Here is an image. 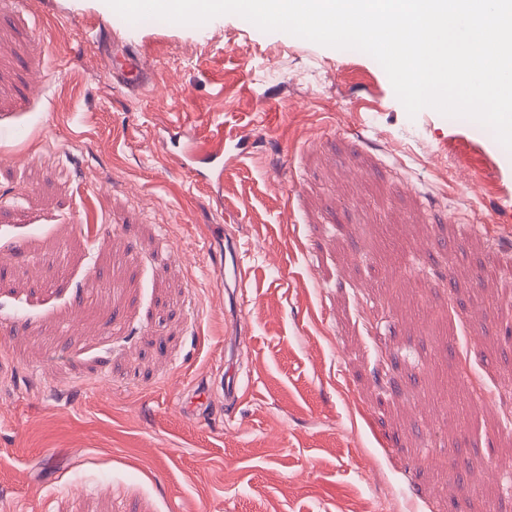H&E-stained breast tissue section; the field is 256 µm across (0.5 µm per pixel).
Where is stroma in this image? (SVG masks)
I'll use <instances>...</instances> for the list:
<instances>
[{"label":"stroma","instance_id":"1","mask_svg":"<svg viewBox=\"0 0 512 512\" xmlns=\"http://www.w3.org/2000/svg\"><path fill=\"white\" fill-rule=\"evenodd\" d=\"M115 38L151 93L106 71ZM223 132L219 185L163 159ZM486 248L512 258V149L408 116L369 55L5 0L0 512H512V271Z\"/></svg>","mask_w":512,"mask_h":512}]
</instances>
